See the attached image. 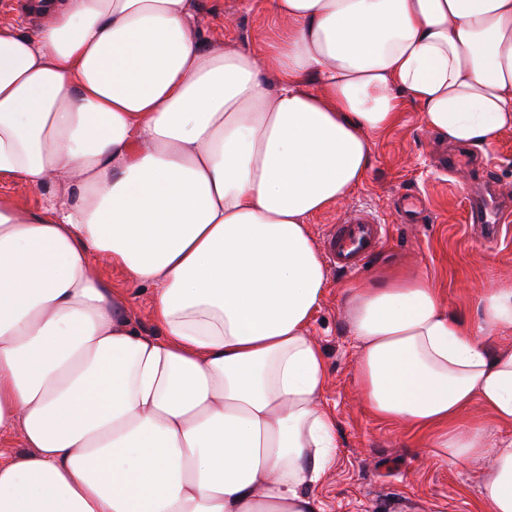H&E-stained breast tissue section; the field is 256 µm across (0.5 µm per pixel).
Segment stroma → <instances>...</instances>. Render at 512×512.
I'll return each mask as SVG.
<instances>
[{"label": "stroma", "mask_w": 512, "mask_h": 512, "mask_svg": "<svg viewBox=\"0 0 512 512\" xmlns=\"http://www.w3.org/2000/svg\"><path fill=\"white\" fill-rule=\"evenodd\" d=\"M250 3L246 11L241 0H197L201 41L263 47L282 22L273 14L271 0ZM371 142L366 179L311 218L314 239L322 240L351 208H367L385 220L388 239L356 276L374 282L427 276L450 312L474 318L481 289L512 275V130L492 146H466L467 154L488 162L485 181L470 168L451 176L440 172L439 161L451 146L425 126L413 101H405L397 125ZM489 192L503 209L493 238L468 218L469 199ZM404 193L426 200L427 211L417 223H400L394 210L395 199ZM328 275L312 324L327 363L324 404L336 419V466L311 489L323 512H478L489 461L455 466L432 462L419 434L374 417L361 402L342 297L351 277L333 269Z\"/></svg>", "instance_id": "obj_1"}]
</instances>
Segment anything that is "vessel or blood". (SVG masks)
<instances>
[{"instance_id":"1","label":"vessel or blood","mask_w":512,"mask_h":512,"mask_svg":"<svg viewBox=\"0 0 512 512\" xmlns=\"http://www.w3.org/2000/svg\"><path fill=\"white\" fill-rule=\"evenodd\" d=\"M386 226L365 209L347 211L325 236L330 262L338 270L355 272L385 239Z\"/></svg>"}]
</instances>
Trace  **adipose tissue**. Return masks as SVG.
Wrapping results in <instances>:
<instances>
[{"label": "adipose tissue", "mask_w": 512, "mask_h": 512, "mask_svg": "<svg viewBox=\"0 0 512 512\" xmlns=\"http://www.w3.org/2000/svg\"><path fill=\"white\" fill-rule=\"evenodd\" d=\"M272 8L265 59L203 44L196 0H37L35 32L0 21V178L44 192L0 195V512H323L310 489L336 441L310 326L329 276L309 221L364 181L403 98L451 143L512 128V0ZM343 302L371 413L439 462L492 457L482 512H512V437L458 422L477 400L512 423V349L490 348L512 280L475 324L420 276ZM0 194L10 195L28 203L30 206H36L44 192L43 190L32 188L20 179H3L0 180ZM129 290L134 296L130 308L132 318L147 332L157 334V327L155 326L151 318L149 289L130 288Z\"/></svg>", "instance_id": "1"}]
</instances>
